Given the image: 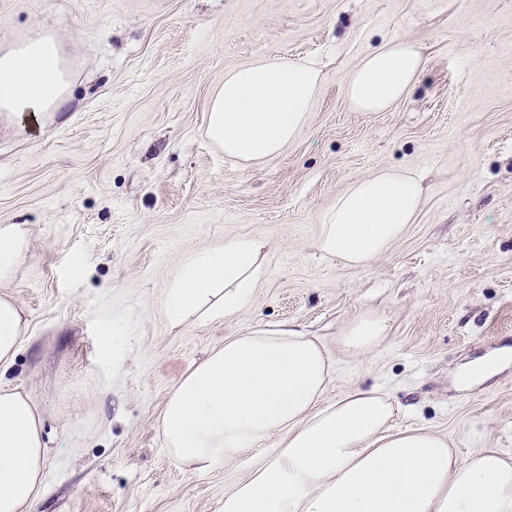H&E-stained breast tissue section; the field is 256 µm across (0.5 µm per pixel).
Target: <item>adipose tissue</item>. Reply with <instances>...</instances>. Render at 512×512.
Wrapping results in <instances>:
<instances>
[{"instance_id":"ef3b65f1","label":"adipose tissue","mask_w":512,"mask_h":512,"mask_svg":"<svg viewBox=\"0 0 512 512\" xmlns=\"http://www.w3.org/2000/svg\"><path fill=\"white\" fill-rule=\"evenodd\" d=\"M419 45L401 38L364 55L343 78L357 112H384L424 68ZM320 84L308 60L260 59L225 73L207 118L227 156L259 163L303 128ZM70 83L52 33L0 42V112L24 123L55 111ZM423 194L411 170L384 168L354 181L325 216L324 254L350 267L375 261L413 223ZM261 243L235 240L195 254L165 300L173 320L224 319L250 299L262 274ZM28 322L0 294V368ZM387 320L363 313L343 328V353L366 355ZM332 362L295 330H251L226 338L169 394L161 428L171 456L207 470L280 436L278 452L224 496L223 512H512V458L492 448L460 455L447 437L395 427L396 408L377 390L353 388L326 402ZM41 420L30 399L0 385V512H29L45 482Z\"/></svg>"}]
</instances>
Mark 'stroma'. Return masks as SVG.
<instances>
[{
    "label": "stroma",
    "instance_id": "stroma-1",
    "mask_svg": "<svg viewBox=\"0 0 512 512\" xmlns=\"http://www.w3.org/2000/svg\"><path fill=\"white\" fill-rule=\"evenodd\" d=\"M41 29L71 93L40 122L0 117V225L26 241L0 291L29 322L0 384L42 420L31 512H222L279 436L197 473L169 455L163 406L225 337L280 326L331 355L327 400L375 388L397 427L512 457V362L457 381L512 349V0H0V41ZM399 37L422 47L419 78L390 111H353L343 76ZM275 57L314 61L320 88L295 141L251 165L208 138V106L225 72ZM389 167L422 179L414 223L369 266L323 254L337 196ZM238 237L264 245L251 301L172 322L182 265ZM364 312L388 335L344 355L338 336Z\"/></svg>",
    "mask_w": 512,
    "mask_h": 512
}]
</instances>
